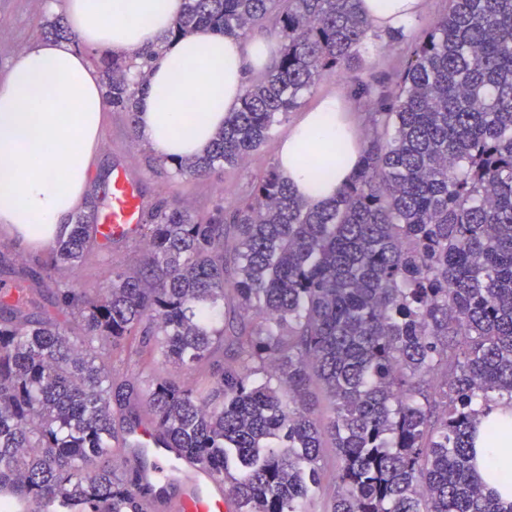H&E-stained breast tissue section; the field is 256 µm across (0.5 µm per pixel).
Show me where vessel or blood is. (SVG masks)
<instances>
[{
	"mask_svg": "<svg viewBox=\"0 0 512 512\" xmlns=\"http://www.w3.org/2000/svg\"><path fill=\"white\" fill-rule=\"evenodd\" d=\"M109 202L100 214L101 235H121L143 218V204L136 186L118 173L108 188ZM132 446L143 449L149 464L144 472L148 482L174 483L181 492L171 500L169 512H224L226 501L219 480L201 463L182 460L171 449L161 447L149 430L141 428L129 438Z\"/></svg>",
	"mask_w": 512,
	"mask_h": 512,
	"instance_id": "b4317fda",
	"label": "vessel or blood"
}]
</instances>
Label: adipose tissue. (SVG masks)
<instances>
[{
  "instance_id": "adipose-tissue-1",
  "label": "adipose tissue",
  "mask_w": 512,
  "mask_h": 512,
  "mask_svg": "<svg viewBox=\"0 0 512 512\" xmlns=\"http://www.w3.org/2000/svg\"><path fill=\"white\" fill-rule=\"evenodd\" d=\"M182 7V0H65L63 9L80 47L42 41L15 56L0 77V235L51 248L66 237L82 203L91 162L102 146L106 99L87 50L130 55L155 43ZM423 0H362L376 28L412 22ZM274 45L265 38L243 42L206 29L173 40L153 66L138 109V128L152 151L167 160L209 149L224 118L240 102L247 71L272 65ZM345 104L322 97L305 110L283 138L279 171L297 194L327 199L353 172V163L324 183L302 163L313 147L340 139L358 142ZM474 463L488 487L512 501V482L487 473L489 459L512 471V435L492 437L480 428Z\"/></svg>"
}]
</instances>
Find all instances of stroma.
I'll return each instance as SVG.
<instances>
[{
	"label": "stroma",
	"instance_id": "35a3bbf8",
	"mask_svg": "<svg viewBox=\"0 0 512 512\" xmlns=\"http://www.w3.org/2000/svg\"><path fill=\"white\" fill-rule=\"evenodd\" d=\"M57 9L48 0H0V76L5 75L14 57L32 45L34 38L42 36L45 27L57 16ZM336 93L344 98L348 116L360 134L371 131L368 101L355 97L350 82L335 77L323 79L314 92L305 96L304 105L313 104L322 94ZM300 117L299 111L283 116L269 140L248 161L237 167H223L207 178H176L171 167L161 166L159 158L143 141L137 126L125 112H107L104 121V138L97 154L90 189L110 182L114 172H126L136 182L144 203L151 204L163 198H175L185 209L194 214H204L216 205L226 206L247 198L254 178L278 162V149L289 128ZM5 255L19 254L20 263L12 268L0 269V281L32 289L37 310L59 316L60 310L50 288L38 279L37 273L49 259V251H36L23 245L5 248ZM107 261L97 256L79 268L82 282L94 286L105 282L113 266L133 267L142 259V249L137 234L112 242L107 251Z\"/></svg>",
	"mask_w": 512,
	"mask_h": 512
}]
</instances>
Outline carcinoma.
<instances>
[{
	"label": "carcinoma",
	"mask_w": 512,
	"mask_h": 512,
	"mask_svg": "<svg viewBox=\"0 0 512 512\" xmlns=\"http://www.w3.org/2000/svg\"><path fill=\"white\" fill-rule=\"evenodd\" d=\"M360 4L183 0L159 43L92 62L108 105L133 114L165 43L273 31V68L246 83L207 153L173 163L201 177L246 161L321 80L363 69L379 34ZM404 42L394 73L356 78L373 137L331 200L295 194L276 166L229 211L159 200L137 225L142 266L98 288L51 275L96 244L90 202L45 268L79 336L0 283V512H143L156 494L143 454L120 472L142 408L234 512H305L318 496L330 512H512L472 452L480 417L512 401V0H449L418 41L386 32L384 46ZM348 153L343 141L306 165L323 182ZM146 356L174 371L143 376ZM328 443L340 467L327 486Z\"/></svg>",
	"instance_id": "carcinoma-1"
}]
</instances>
